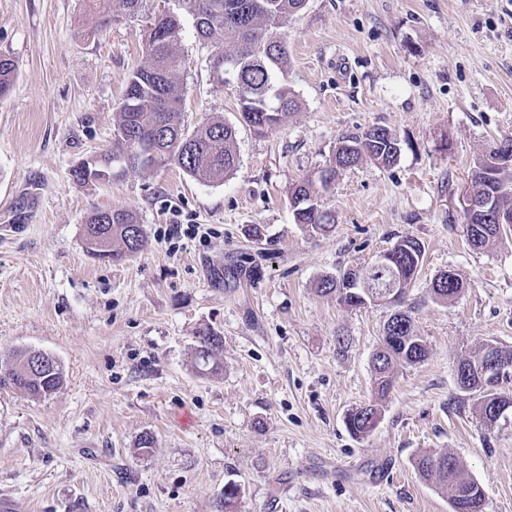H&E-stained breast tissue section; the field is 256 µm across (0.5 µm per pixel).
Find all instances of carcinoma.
Returning a JSON list of instances; mask_svg holds the SVG:
<instances>
[{
  "label": "carcinoma",
  "instance_id": "1",
  "mask_svg": "<svg viewBox=\"0 0 512 512\" xmlns=\"http://www.w3.org/2000/svg\"><path fill=\"white\" fill-rule=\"evenodd\" d=\"M305 0H185L195 19L197 36L211 40L217 34L232 44L231 50L215 45L213 68L219 81H224V64L234 70L240 118L258 135L279 127L296 107V100L284 84L287 79L288 18L304 7ZM182 27L177 15L163 12L157 15L143 47L144 61L130 74L117 112L118 121L112 147L102 154L106 161L129 157L130 168L145 169L174 163L190 176L208 183H222L238 165L235 125L224 121L206 122L192 130L182 125L179 86L182 59L177 52ZM17 73L15 61L0 56V98L8 95ZM338 141L350 143L332 158L331 168L346 169L363 162L388 168L398 159L395 144L398 137L390 129L372 126L345 132ZM512 146V135L492 141L481 157L474 161L471 190L480 202L492 195L498 209L512 212V156L501 160L499 146ZM500 162L496 167V185L487 184L483 166ZM314 180L306 177L293 185L290 197L304 200L293 211V219L314 232H327L334 226V216L320 205L305 201L316 196ZM466 240L474 249L485 247L504 228L491 225L474 236L472 220L464 216ZM87 250L100 258L120 259L138 253L145 244L143 226L136 215L126 209L97 210L85 222ZM393 261L389 265L374 262L348 269L335 278L327 276L319 282L324 294L334 293L346 305L366 306L365 295L377 298L393 288L409 289L423 263L424 247L412 237H402L391 247ZM464 288L462 279L453 272L439 275L432 282L431 293L439 300L458 296ZM195 355L198 362L215 372L217 357L224 348V336L210 325L196 329ZM384 352L372 362L375 400L350 414L347 430L356 439H364L374 430L371 421L380 417L377 400L392 388L397 367L425 361L428 349L423 339L413 331L409 310L398 309L384 326L380 343ZM16 389L29 395H42L61 387V365L47 366L38 377L28 381L18 371ZM504 381L487 378L475 381L468 390L477 396L476 408L484 416L485 399L492 397L512 405V397L501 391ZM414 466L425 481L449 494V501L464 512H482L484 490L465 475L461 462L448 452H425L415 458ZM241 485L229 482L224 486V498L218 502V512H235L241 497Z\"/></svg>",
  "mask_w": 512,
  "mask_h": 512
}]
</instances>
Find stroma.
<instances>
[{"label": "stroma", "mask_w": 512, "mask_h": 512, "mask_svg": "<svg viewBox=\"0 0 512 512\" xmlns=\"http://www.w3.org/2000/svg\"><path fill=\"white\" fill-rule=\"evenodd\" d=\"M165 10L183 27L182 121L236 124L237 169L219 184L172 164L76 182L111 147ZM212 53L184 0H142L107 24L90 0H0V54L18 63L0 99V354L44 351L64 371L47 398L0 389V493L31 512H217L232 481L237 512H451L414 468L445 450L483 486V512H512V418L485 426L454 378L482 344L512 347V229L472 249L458 202L474 159L512 135V0H307L288 22L298 108L264 135L238 123ZM369 126L400 137L397 164L338 174L320 196L330 232L295 224L292 184ZM114 208L146 234L119 261L84 240L87 217ZM176 221L209 233L170 247ZM402 236L425 247L408 303L428 357L398 368L358 440L344 418L374 396L392 310L318 283ZM448 270L465 288L440 301L429 288ZM202 324L224 337L214 373L195 358Z\"/></svg>", "instance_id": "stroma-1"}]
</instances>
